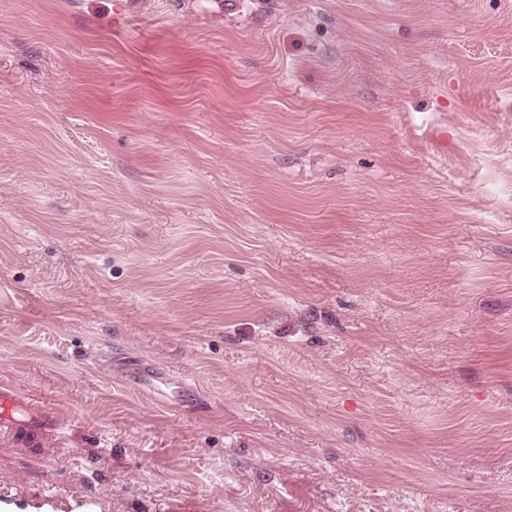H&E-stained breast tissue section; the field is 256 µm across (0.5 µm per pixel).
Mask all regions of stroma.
Returning <instances> with one entry per match:
<instances>
[{
    "label": "stroma",
    "instance_id": "1",
    "mask_svg": "<svg viewBox=\"0 0 512 512\" xmlns=\"http://www.w3.org/2000/svg\"><path fill=\"white\" fill-rule=\"evenodd\" d=\"M0 0V512H512V0Z\"/></svg>",
    "mask_w": 512,
    "mask_h": 512
}]
</instances>
